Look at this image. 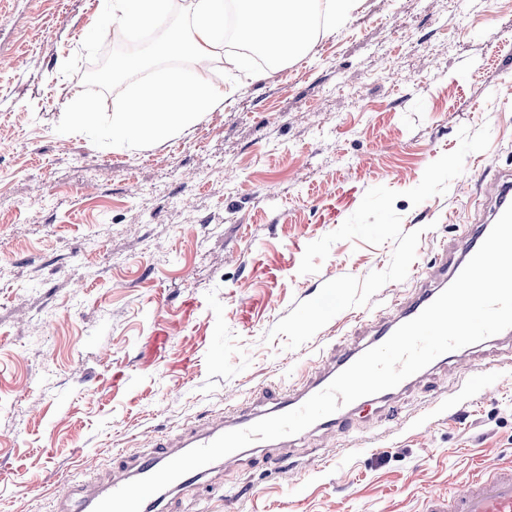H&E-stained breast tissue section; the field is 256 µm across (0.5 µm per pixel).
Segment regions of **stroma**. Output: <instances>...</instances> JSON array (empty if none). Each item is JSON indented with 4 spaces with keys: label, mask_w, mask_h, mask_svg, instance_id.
Wrapping results in <instances>:
<instances>
[{
    "label": "stroma",
    "mask_w": 512,
    "mask_h": 512,
    "mask_svg": "<svg viewBox=\"0 0 512 512\" xmlns=\"http://www.w3.org/2000/svg\"><path fill=\"white\" fill-rule=\"evenodd\" d=\"M102 0H0V512H52L69 481L178 439L262 391L292 387L321 351L377 318L412 279L336 315L295 350L265 337L297 303L344 275L385 269L392 244L339 241L318 273L308 243L336 230L376 186L399 191L404 231L421 230L425 270L512 174V0H363L318 34L287 75L235 86L223 111L144 150L96 147L55 126L80 76ZM489 125L446 194L403 193ZM507 345L437 368L365 412L348 433L250 454L172 499L169 512H419L476 468L512 462Z\"/></svg>",
    "instance_id": "35a3bbf8"
}]
</instances>
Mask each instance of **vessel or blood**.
Masks as SVG:
<instances>
[{
    "label": "vessel or blood",
    "mask_w": 512,
    "mask_h": 512,
    "mask_svg": "<svg viewBox=\"0 0 512 512\" xmlns=\"http://www.w3.org/2000/svg\"><path fill=\"white\" fill-rule=\"evenodd\" d=\"M490 231L491 227L487 224L467 225L450 252L441 255L436 269L415 274L414 293L396 301L382 318L371 321V338L368 344L339 343L332 348L327 364L314 369L306 382L299 387L286 391H266V407L247 410L235 405L225 411L209 428L190 430L175 445L158 442L151 451L140 454L131 465L123 467L117 475L112 476L97 495L82 497V512H92L101 497L130 481L153 474L193 447L210 443L225 432L248 428L265 417L301 406L312 395L325 389L340 372L363 355L367 348L382 344L400 325L421 314L457 278ZM409 386V381L405 380L395 388L360 398L322 418L317 426L340 433L347 432L353 424L355 414L366 405L375 406L378 413L392 415L397 410L399 396ZM210 472V467L206 466L182 476L170 488L147 498L142 505L144 512H162L170 493L190 491L191 487L200 484ZM422 512H512V466L476 470L468 475L461 488H449L443 495H427L422 502Z\"/></svg>",
    "instance_id": "vessel-or-blood-1"
}]
</instances>
